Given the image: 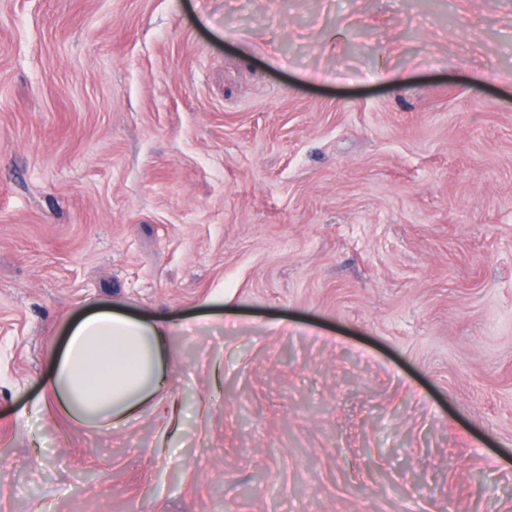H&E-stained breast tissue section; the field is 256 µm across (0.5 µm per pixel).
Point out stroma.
Returning a JSON list of instances; mask_svg holds the SVG:
<instances>
[{
    "instance_id": "35a3bbf8",
    "label": "stroma",
    "mask_w": 512,
    "mask_h": 512,
    "mask_svg": "<svg viewBox=\"0 0 512 512\" xmlns=\"http://www.w3.org/2000/svg\"><path fill=\"white\" fill-rule=\"evenodd\" d=\"M0 512H512V0H0ZM174 326L167 316L88 308L68 326L41 403L89 426L126 425L165 384Z\"/></svg>"
}]
</instances>
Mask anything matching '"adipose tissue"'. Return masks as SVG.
<instances>
[{
  "label": "adipose tissue",
  "instance_id": "obj_1",
  "mask_svg": "<svg viewBox=\"0 0 512 512\" xmlns=\"http://www.w3.org/2000/svg\"><path fill=\"white\" fill-rule=\"evenodd\" d=\"M173 329L162 315L87 309L67 329L41 403L93 427L127 424L165 384Z\"/></svg>",
  "mask_w": 512,
  "mask_h": 512
}]
</instances>
